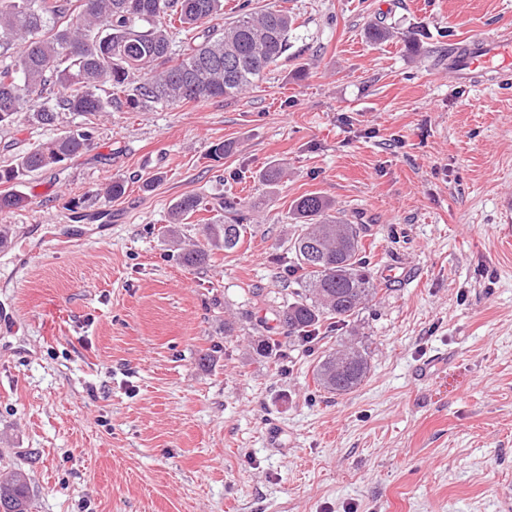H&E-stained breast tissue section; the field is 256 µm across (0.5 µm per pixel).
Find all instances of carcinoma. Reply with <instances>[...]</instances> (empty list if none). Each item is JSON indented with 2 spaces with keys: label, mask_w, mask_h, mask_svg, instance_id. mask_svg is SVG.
<instances>
[{
  "label": "carcinoma",
  "mask_w": 512,
  "mask_h": 512,
  "mask_svg": "<svg viewBox=\"0 0 512 512\" xmlns=\"http://www.w3.org/2000/svg\"><path fill=\"white\" fill-rule=\"evenodd\" d=\"M224 0H0V130L21 113L39 128L59 126L62 114L84 116L114 106L147 112L184 102L234 99L259 82L288 51L292 20L282 9L256 11L241 0L236 20L213 21ZM185 37L173 49V22ZM92 132L82 124L18 152L0 166V184H20L83 153ZM25 193L0 192V211L26 206ZM230 222L207 226L215 248L240 242L244 215L239 203L224 199ZM194 194L171 206L170 224L201 210ZM331 203L316 193L303 195L293 212L303 225L294 241L299 289L278 313L288 335L308 339L333 319L359 313L375 293L370 260L359 228L330 214ZM207 250L186 249L187 267L206 263ZM369 372L365 350L341 343L315 367L323 389L343 394ZM25 474H0V512H28Z\"/></svg>",
  "instance_id": "1"
}]
</instances>
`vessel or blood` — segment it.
<instances>
[{
    "label": "vessel or blood",
    "mask_w": 512,
    "mask_h": 512,
    "mask_svg": "<svg viewBox=\"0 0 512 512\" xmlns=\"http://www.w3.org/2000/svg\"><path fill=\"white\" fill-rule=\"evenodd\" d=\"M455 80L476 83L491 79L501 86L512 85V35H482L459 48L449 65Z\"/></svg>",
    "instance_id": "vessel-or-blood-1"
}]
</instances>
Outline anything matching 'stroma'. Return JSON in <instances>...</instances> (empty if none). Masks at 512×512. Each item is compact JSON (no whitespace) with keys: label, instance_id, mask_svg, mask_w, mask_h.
<instances>
[{"label":"stroma","instance_id":"35a3bbf8","mask_svg":"<svg viewBox=\"0 0 512 512\" xmlns=\"http://www.w3.org/2000/svg\"><path fill=\"white\" fill-rule=\"evenodd\" d=\"M252 5L294 18L256 87L95 113L89 148L0 212V469L32 512H512V88L448 74L450 46L512 30V0ZM188 193L204 210L169 224ZM309 193L359 225L378 292L303 345L275 317ZM226 196L231 250L203 232ZM270 322L283 369L255 351ZM354 336L369 374L328 393L315 366ZM222 205L224 206V211L234 213L233 218L230 219V221H220L209 224L207 226V236L213 247H224V250H231L240 242V235L244 226L242 223L245 218L241 208L237 207L240 203L236 202L233 198H225Z\"/></svg>","mask_w":512,"mask_h":512}]
</instances>
